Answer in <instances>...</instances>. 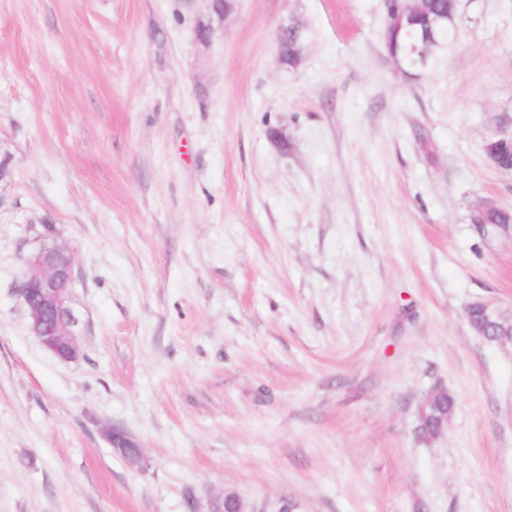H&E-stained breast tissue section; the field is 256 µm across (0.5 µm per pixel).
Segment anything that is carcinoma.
Instances as JSON below:
<instances>
[{"label": "carcinoma", "instance_id": "cac0c4a2", "mask_svg": "<svg viewBox=\"0 0 512 512\" xmlns=\"http://www.w3.org/2000/svg\"><path fill=\"white\" fill-rule=\"evenodd\" d=\"M426 15L408 19L388 18L383 40L387 53L398 61L408 75H417L433 63L434 50L448 43L456 32L458 21L457 0H428ZM282 61H290L302 50V33L294 29L281 37ZM456 407L453 395L441 396L436 409L426 407V419L419 423L418 434L424 440H433L443 434L446 418L452 416Z\"/></svg>", "mask_w": 512, "mask_h": 512}]
</instances>
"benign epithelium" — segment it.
Here are the masks:
<instances>
[{
	"label": "benign epithelium",
	"mask_w": 512,
	"mask_h": 512,
	"mask_svg": "<svg viewBox=\"0 0 512 512\" xmlns=\"http://www.w3.org/2000/svg\"><path fill=\"white\" fill-rule=\"evenodd\" d=\"M207 12L197 20L195 36L198 42L210 41L215 29L224 24L231 13L233 0H205ZM32 233L33 249L22 256V270L12 292L22 305L30 329L47 350L62 360H75L79 354L77 342L78 318L74 314L75 288L74 256L72 250L58 241L53 225H43V231L28 227ZM481 310L480 335L496 336L503 322L512 324V306L476 299ZM104 436L112 452L131 464L142 458L138 443L118 427H107ZM207 512H245L243 503L233 493L213 497Z\"/></svg>",
	"instance_id": "1"
}]
</instances>
